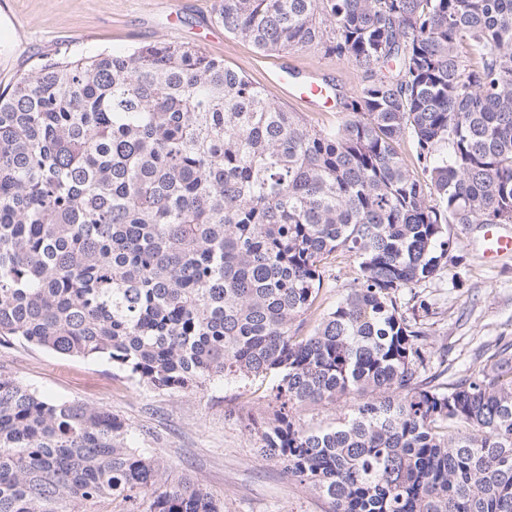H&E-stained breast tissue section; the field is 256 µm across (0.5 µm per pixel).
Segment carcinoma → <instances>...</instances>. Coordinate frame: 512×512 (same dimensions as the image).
<instances>
[{
  "instance_id": "carcinoma-1",
  "label": "carcinoma",
  "mask_w": 512,
  "mask_h": 512,
  "mask_svg": "<svg viewBox=\"0 0 512 512\" xmlns=\"http://www.w3.org/2000/svg\"><path fill=\"white\" fill-rule=\"evenodd\" d=\"M216 21L365 80L317 130L188 44L37 63L0 92V346L169 393L272 378L260 454L330 512H512L509 346L493 376L426 377L399 305L448 225L512 223V0H220ZM338 251L360 274L301 336ZM346 395L367 401L334 425L293 415ZM126 435L0 376V512H221Z\"/></svg>"
}]
</instances>
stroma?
Masks as SVG:
<instances>
[{"label": "stroma", "mask_w": 512, "mask_h": 512, "mask_svg": "<svg viewBox=\"0 0 512 512\" xmlns=\"http://www.w3.org/2000/svg\"><path fill=\"white\" fill-rule=\"evenodd\" d=\"M171 19L168 0H0V90L27 73L41 58H73L132 51L143 43H188L252 81L266 85L288 110L315 127L336 124L335 111L309 112L304 104L269 84L272 62L297 71L313 69L348 92L362 71L315 51L262 54L247 41L216 30L219 0H179ZM454 259L433 278L400 297L403 314L424 318L429 338V371L454 378L485 366L483 352L512 342V256L486 263L481 254L483 225L454 224ZM357 262L331 258L321 291L323 309L334 308L346 284L357 277ZM427 309H420V302ZM0 375L29 386L48 400L67 399L111 411L129 428L132 446L152 449L173 477L185 476L206 488L224 512H328L330 505L307 485L288 477L275 461L261 457L257 426L274 418L270 379L215 380L203 389L158 392L128 378L108 362L65 357L17 343L0 347Z\"/></svg>", "instance_id": "1"}]
</instances>
